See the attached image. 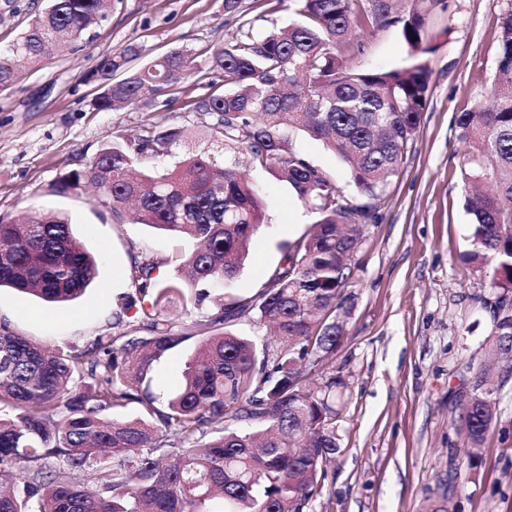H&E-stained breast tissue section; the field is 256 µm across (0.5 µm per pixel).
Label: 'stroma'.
<instances>
[{"label":"stroma","instance_id":"stroma-1","mask_svg":"<svg viewBox=\"0 0 512 512\" xmlns=\"http://www.w3.org/2000/svg\"><path fill=\"white\" fill-rule=\"evenodd\" d=\"M427 19L425 60L432 72L425 111L409 141L404 163L378 202L352 265L346 300L336 311L343 327L330 368L347 382L337 434L341 453L323 493L309 512H424L447 501L449 512H512V377L503 365L490 374L495 418L477 468L468 469L469 443L459 420L460 391L485 367L492 314L476 300L488 294L490 269L465 259L472 217L464 205L462 177L469 152L455 124L458 112L489 102L496 72V31L506 0H445ZM46 0H0V49L9 48ZM288 5L270 12L265 0H242L239 13H224L223 0H112L104 21L83 39L40 64L17 59L19 77L0 89V217L54 214L99 260V277L76 302L52 307L0 287V325L54 350L69 351L111 333L121 306L133 295L127 274L134 261L151 259L154 277L177 276L185 244L114 216L88 185L66 194L59 174L81 170L118 134L152 122L186 129L182 153L210 143L194 128L185 96L167 104L114 112L92 108L96 88L85 74L105 55L138 45L139 68L180 47L201 58L246 25L267 32L295 21ZM359 69L407 66L410 49L400 25L355 29L340 49ZM292 150L326 171L346 197L356 198L348 167L324 144L302 132ZM265 197L263 225L234 279L220 290L248 298L264 288L282 257V246L306 234L318 219L271 170L246 168ZM199 343L191 338L157 364L150 390L158 404L178 391L187 361Z\"/></svg>","mask_w":512,"mask_h":512}]
</instances>
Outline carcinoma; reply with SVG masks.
<instances>
[{"label": "carcinoma", "instance_id": "carcinoma-1", "mask_svg": "<svg viewBox=\"0 0 512 512\" xmlns=\"http://www.w3.org/2000/svg\"><path fill=\"white\" fill-rule=\"evenodd\" d=\"M290 2L304 22L263 34L239 29L211 53L210 70L222 73L224 90L211 81L210 92L184 102L194 124L215 134L209 147L184 159L177 152L182 129L145 123L106 143L86 169L56 179L61 194L94 183L112 212L131 203L137 223L191 249L166 285L152 277L155 261L134 262L130 287L149 305L128 328L81 349H44L0 326V481L23 480L20 493L0 488V512H213L217 498L220 512H305L321 496L340 453L336 391L345 381L323 372L342 338L336 308L364 226L378 221L375 201L399 173L426 107L431 70L421 55L433 47L423 45V33L441 0H409L401 16L395 0ZM106 11L107 0H48L0 54V89L16 79L13 58L42 62L78 42ZM393 23L411 49L408 66L354 70L335 53L352 26ZM141 54L126 46L84 76L99 90L95 110L155 103L202 72L197 54L182 47L115 79ZM496 69L490 106L460 112L456 123L475 165L468 182L492 183L465 200L474 224L468 259L492 268L489 290L505 303L512 301V2L498 18ZM296 129L349 167L363 202L347 200L325 171L288 147ZM237 155L271 169L319 220L288 243L258 293L217 304L181 388L159 408L149 392L154 367L200 326L170 319L162 307L184 288L196 290L200 305L207 287L232 280L263 223L262 196L237 170ZM153 158L171 163L134 174ZM98 276L97 257L67 221L21 215L0 223V287L66 303ZM253 318L272 325L277 339L259 343L231 330ZM488 347L512 359V313L493 317ZM491 395L477 376L460 415L471 469L493 422ZM131 403L144 408L141 417H109ZM242 422L257 430L240 429Z\"/></svg>", "mask_w": 512, "mask_h": 512}]
</instances>
